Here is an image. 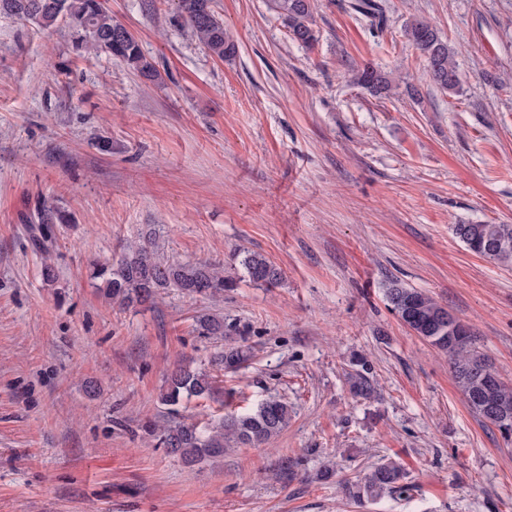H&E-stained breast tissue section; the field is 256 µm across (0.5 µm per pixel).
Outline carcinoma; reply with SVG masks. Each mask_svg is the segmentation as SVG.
Instances as JSON below:
<instances>
[{
  "label": "carcinoma",
  "instance_id": "1",
  "mask_svg": "<svg viewBox=\"0 0 512 512\" xmlns=\"http://www.w3.org/2000/svg\"><path fill=\"white\" fill-rule=\"evenodd\" d=\"M176 8L193 35L209 55L224 60L235 54V45L224 29V21L216 14L212 0H176ZM353 8L371 23L383 22L385 8L371 0H356ZM269 9L283 20L289 37L312 47L318 41L313 23L312 0H269ZM0 14L50 28L64 20L72 29L75 50L83 54L105 52L129 71L153 81L158 70L143 54L134 35L112 17L104 0H0ZM407 40L419 51L433 83L440 89L455 92L460 77L454 53L448 40L430 21L412 18L404 25ZM357 82L374 94L390 90L387 76L372 68L358 71ZM39 231L42 242L51 240L45 225L65 223L64 215L55 208L42 205ZM453 233L471 253L512 265V224H456ZM160 235L148 230L139 240L127 244L118 263L95 262L90 276L105 284L110 298L121 305L150 301L169 288L188 295L214 296L226 288H234L237 280L224 275V270L207 262H175L164 256ZM240 265L244 277L257 286H275L282 272L260 252L246 250ZM386 301L391 312L415 335L448 354L455 382L468 407L493 425L505 441L512 440V386L502 381L474 346L470 329L459 333L448 328L444 317L448 310L423 291L404 286L397 279L386 285ZM200 335L224 338V316L204 313L197 317ZM248 352L229 347L218 356L217 365L232 369L243 363ZM358 369L347 376L350 393L363 400L374 397L375 386L367 376L365 362L357 360ZM215 389L214 376L206 371L180 366L166 378L161 401L176 406L183 399L209 397ZM495 396L507 404L504 410L492 411L488 398ZM292 409L288 401L270 397L245 413L223 415L206 425L175 421L164 426L161 444L184 464L193 466L216 461L224 452L240 445L259 448L277 437L288 425ZM407 474L392 461L372 465L360 482L346 487L356 501L378 499L385 494L403 495L409 489Z\"/></svg>",
  "mask_w": 512,
  "mask_h": 512
}]
</instances>
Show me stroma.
<instances>
[{"label": "stroma", "mask_w": 512, "mask_h": 512, "mask_svg": "<svg viewBox=\"0 0 512 512\" xmlns=\"http://www.w3.org/2000/svg\"><path fill=\"white\" fill-rule=\"evenodd\" d=\"M383 2L379 32L351 0H317L307 49L267 0H213L236 45L219 61L173 0H105L153 82L79 55L66 23L0 15V512H512V442L384 296L391 279L433 296L512 384V267L452 231L512 224V0ZM414 15L453 48L458 92L426 76L404 36ZM367 65L392 73L390 94L356 84ZM44 203L69 217L45 245L32 224ZM151 228L171 260L210 262L238 286L112 303L91 263L117 262ZM243 249L273 261L280 285L242 280ZM209 312L224 339L199 335ZM226 344L249 347L248 362L216 369ZM356 354L374 402L349 392ZM181 363L215 372L218 391L178 419L278 395L287 427L185 465L152 436L174 417L160 393ZM381 460L409 491L355 504L346 485Z\"/></svg>", "instance_id": "obj_1"}]
</instances>
